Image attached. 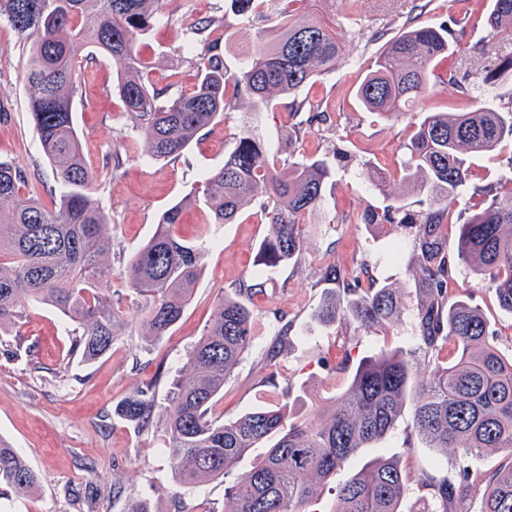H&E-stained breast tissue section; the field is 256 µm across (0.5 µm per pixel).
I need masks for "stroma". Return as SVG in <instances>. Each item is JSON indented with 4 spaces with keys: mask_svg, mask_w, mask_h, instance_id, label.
Wrapping results in <instances>:
<instances>
[{
    "mask_svg": "<svg viewBox=\"0 0 512 512\" xmlns=\"http://www.w3.org/2000/svg\"><path fill=\"white\" fill-rule=\"evenodd\" d=\"M488 6V0H332L329 21L342 59L336 71L302 90V98L320 104L326 117L306 125L292 156L284 149L291 101L282 97L273 111L259 114L249 101H236L179 156L144 162L137 121L115 91L120 66L100 54L88 60L74 119L94 175L93 188L112 219V273L98 292L118 303L126 323L111 351L91 364L73 354L65 320L49 305L29 303L26 318L0 332L1 345L13 346L21 338L34 347L33 353L10 360L0 356V439L18 448L43 475L38 491L25 500L0 499V512H126L135 500L146 501L151 512H231L234 503L224 494L229 479H213L196 495L183 493L161 424L137 432L113 413L138 386H154L158 400H165L170 381L181 376L188 350L224 295L239 294L253 313V344L215 407L227 419L274 402L284 390L296 419L318 418L332 409L361 360L384 351L417 349L415 318L424 292L410 274L412 243L398 225L378 228L360 218L395 201L412 210L424 207V195L402 181L398 168L424 113L452 111L458 91L436 84L420 106L389 118L366 111L355 89L381 47L372 40L373 31L397 34L410 15L448 24L454 31L459 47L443 68H459L477 43L485 45L489 56L512 55V30L490 35L483 28ZM160 10L164 22L140 38L137 49L153 63L152 84L172 96L197 82L198 59H180L186 29L195 20L219 22V37L226 42L224 63L233 72L256 50L258 28L275 23L271 17L259 21L225 14L224 0H161ZM24 72L22 45L11 27L1 24L0 159L25 169L40 201L50 207L58 200L52 191L55 180L29 118ZM248 125L256 127L282 169L293 157L314 159L341 151L344 159L336 164L333 193L300 220L305 246L301 259L262 274L255 266L256 248L270 226L257 205L248 206L231 224L213 223L206 207L186 209L177 234L189 241L208 239L212 245L180 322L163 339L145 340L140 327L144 302L129 296L123 269L152 236L160 214L197 185L204 172L223 165ZM511 162V141L473 159L471 191L460 198L459 209L480 204L475 188L504 177ZM380 169L392 176L378 188L371 177ZM330 261L344 273L367 268L371 287L404 289L400 320L384 330L361 327L348 316L333 325L322 323L317 310L331 289L322 280V269ZM454 276L455 298L483 310L496 333V350L511 357L512 312L499 307L488 281L470 265H457ZM283 326L288 329V350L268 365L267 350ZM381 456L400 458L410 474L401 512H428L433 500L427 485L446 476L451 461L415 435L407 411L390 436L350 457L322 485L309 512H334L336 486Z\"/></svg>",
    "mask_w": 512,
    "mask_h": 512,
    "instance_id": "stroma-1",
    "label": "stroma"
}]
</instances>
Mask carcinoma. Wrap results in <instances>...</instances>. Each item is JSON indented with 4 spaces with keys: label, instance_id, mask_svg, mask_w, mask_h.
Masks as SVG:
<instances>
[{
    "label": "carcinoma",
    "instance_id": "carcinoma-1",
    "mask_svg": "<svg viewBox=\"0 0 512 512\" xmlns=\"http://www.w3.org/2000/svg\"><path fill=\"white\" fill-rule=\"evenodd\" d=\"M230 11L250 17L271 11L276 24L259 32L257 54L229 73L211 39L215 20L201 18L190 27L182 50L202 44L205 58L189 93L167 96L148 85L151 62L136 50L138 37L163 18L159 0H0L6 19L29 46L25 86L34 130L42 152L63 186L59 204L43 206L28 189L26 170L0 161V329L26 316L25 303L56 309L73 326V344L90 363L105 356L119 336L121 318L101 301L98 285L111 272V223L93 194L74 123L73 101L85 78L82 53L91 48L123 69L117 91L134 114L144 141L143 157L159 161L180 155L197 134L224 115L240 96L253 111L269 112L277 97L293 98L290 112H317L320 105L298 101L299 91L336 70L340 49L336 33L306 5L326 0H226ZM91 18L89 26L84 20ZM485 24L491 33L512 28V0H491ZM385 43L356 89L370 112L398 116L415 108L432 81L456 86L463 99L456 112H429L417 126L399 168L401 177L425 194L428 206L409 210L393 203L366 213V224H398L411 235L416 251L412 276L426 300L417 310L419 351L435 365L425 377L415 354L381 353L361 362L333 410L310 422L290 418L288 391L274 404L258 405L224 420L215 413L217 396L234 367L252 345L251 311L237 298H222L211 322L187 354L192 371L171 387L159 405L153 387L135 388L115 414L138 431L150 428L156 414L165 418L166 445L179 484L196 489L234 474L225 495L232 512H307L304 506L320 485L354 454L384 439L410 406L413 428L429 448L453 449L454 472L430 485L435 509L456 512L466 495L471 457L503 454L512 459V357L490 342V323L476 306L442 305L455 288L457 264L471 263L488 279L500 305L512 311V175L479 189L483 207L457 214L454 248L448 246L451 204L467 192L469 159L512 141V109L477 108L471 87L485 90L512 78V56L465 70L437 72L453 53L448 26L411 18L400 35L374 39ZM336 160L293 162L281 177L265 144L243 131L224 164L209 172L160 216L150 239L129 259L124 277L132 295L145 299L147 336L160 340L179 322L202 272L206 244H189L175 233L184 208L203 205L215 224H231L252 202L270 224L260 243L256 265L276 268L301 258L300 217L321 206ZM363 280L346 281L349 293L365 291L341 306L325 300L318 317L333 323L351 316L366 328L384 329L403 313L391 288L362 289ZM288 348V326L269 347L271 361ZM268 445L264 457L238 470L245 454ZM42 477L10 443L0 438V494L24 499ZM409 486L407 472L393 457L376 460L336 489L335 512H400ZM478 512H512V463L488 480Z\"/></svg>",
    "mask_w": 512,
    "mask_h": 512
}]
</instances>
